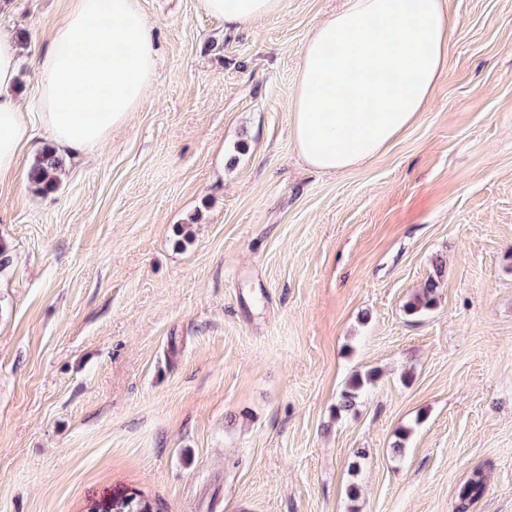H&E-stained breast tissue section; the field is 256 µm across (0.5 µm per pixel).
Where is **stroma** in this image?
<instances>
[{"label":"stroma","mask_w":512,"mask_h":512,"mask_svg":"<svg viewBox=\"0 0 512 512\" xmlns=\"http://www.w3.org/2000/svg\"><path fill=\"white\" fill-rule=\"evenodd\" d=\"M447 2L417 121L326 174L296 151L292 93L346 0L240 29L138 0L153 88L42 194L36 65L68 0H0L33 129L0 183V512H453L477 467L473 512H512V0ZM437 282L431 278L410 301L406 303V311L411 314H422L431 309L436 303ZM374 378L375 376L372 372L367 373L365 377H362L360 374L353 375L340 396L339 403L336 406L337 413L341 414V412L352 410L356 406L365 384L373 381ZM487 476L481 469H475L459 486L456 492L454 512H471L473 506L483 497Z\"/></svg>","instance_id":"stroma-1"}]
</instances>
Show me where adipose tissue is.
I'll return each instance as SVG.
<instances>
[{
    "instance_id": "adipose-tissue-1",
    "label": "adipose tissue",
    "mask_w": 512,
    "mask_h": 512,
    "mask_svg": "<svg viewBox=\"0 0 512 512\" xmlns=\"http://www.w3.org/2000/svg\"><path fill=\"white\" fill-rule=\"evenodd\" d=\"M283 0H202L238 28L278 15ZM451 20L444 0H350L301 50L291 132L301 158L336 173L383 152L418 118L443 72ZM18 47L0 34V181L31 137L14 93ZM158 68L137 0H72L39 60L41 120L61 150L101 145L127 124Z\"/></svg>"
}]
</instances>
